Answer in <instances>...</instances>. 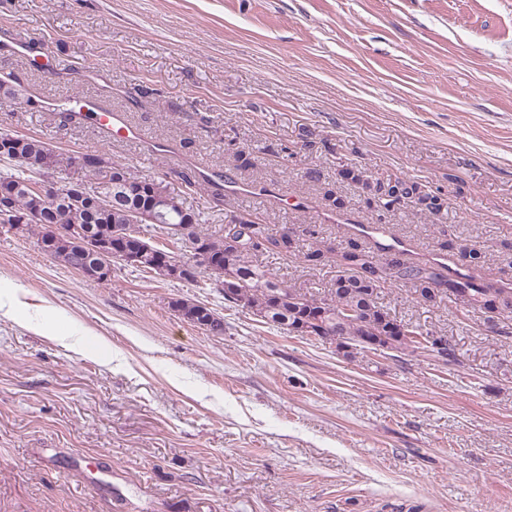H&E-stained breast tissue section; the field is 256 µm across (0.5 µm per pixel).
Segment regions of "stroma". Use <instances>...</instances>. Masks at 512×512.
I'll list each match as a JSON object with an SVG mask.
<instances>
[{"mask_svg": "<svg viewBox=\"0 0 512 512\" xmlns=\"http://www.w3.org/2000/svg\"><path fill=\"white\" fill-rule=\"evenodd\" d=\"M1 72L25 97H99L141 138L107 144L25 104L0 107V132L163 178L208 231L251 214L336 253L332 190L413 257L449 237L485 251L483 282H512V0H0ZM346 163L445 193L447 215L381 213L337 182ZM267 264L310 293L337 271ZM0 283L24 302L0 315V512H512V313L388 283L385 309L448 336L459 363L348 358L212 285L123 263L90 280L1 226Z\"/></svg>", "mask_w": 512, "mask_h": 512, "instance_id": "obj_1", "label": "stroma"}]
</instances>
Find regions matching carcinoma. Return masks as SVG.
I'll return each instance as SVG.
<instances>
[{"label":"carcinoma","instance_id":"cac0c4a2","mask_svg":"<svg viewBox=\"0 0 512 512\" xmlns=\"http://www.w3.org/2000/svg\"><path fill=\"white\" fill-rule=\"evenodd\" d=\"M12 140L16 141L18 149L12 155H0V161L11 165L10 171L0 173V187L18 188L13 198L16 214L28 216L39 213L44 216L51 205L30 190L28 184L40 175L55 177L66 167L35 168L24 158L39 157L49 149V145L38 137L0 132V143ZM98 156L101 167L87 171L96 185L105 172L126 168L106 152L100 151ZM337 179L357 187L369 204L388 212L408 202L437 217L448 208L447 199L418 181L395 174L374 178L353 163L341 166L337 170ZM102 194L101 203L105 204L112 197V189L104 184ZM202 221V213H195L188 236H173L171 241L175 244L185 239L198 241L219 257L224 274L231 277L229 283L234 285L229 302L251 312L264 323L284 330L301 320H318L324 330L320 341L328 343L330 335L336 333L347 337L350 347V351L345 353L347 357L364 351L369 341L386 346L392 352L424 353L425 346L416 340H398L387 346L390 332L386 317L390 313L379 302L378 290L388 282L401 281L410 285L414 300L429 307L437 305L448 294L460 299L466 307H478L490 313L512 309L511 289L480 282L474 269L470 268V265L476 266L484 259L482 252L475 249H465L458 256L448 255V264L444 265L435 258L409 262L384 248L373 249L351 241L339 254L341 273L331 279L327 291L317 297L278 280L259 259L270 253L288 255L298 252L309 268L317 269L326 262L322 249L312 245L305 249L300 246V241L289 235H278L271 231L269 225L251 217L238 220L244 231L236 236L237 245L231 246L225 242V235L200 230ZM69 223L96 225V211L87 205L77 207L69 212ZM103 223H130L127 206L121 202L109 204L103 213ZM52 257L73 270L83 255L77 246L64 242L54 250Z\"/></svg>","mask_w":512,"mask_h":512}]
</instances>
